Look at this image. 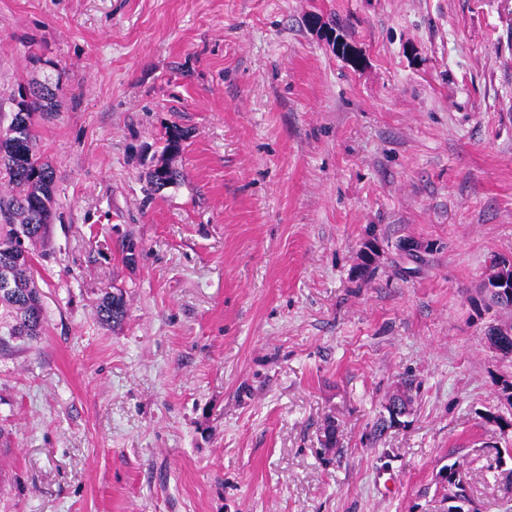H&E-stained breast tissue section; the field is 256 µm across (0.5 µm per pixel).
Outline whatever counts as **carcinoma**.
Listing matches in <instances>:
<instances>
[{"label": "carcinoma", "mask_w": 512, "mask_h": 512, "mask_svg": "<svg viewBox=\"0 0 512 512\" xmlns=\"http://www.w3.org/2000/svg\"><path fill=\"white\" fill-rule=\"evenodd\" d=\"M31 98L27 111L9 113V123L0 133V180L11 186L0 194V270L8 269L13 288L0 291V350L15 342L29 343L40 338L44 327L41 292L36 284L31 246L42 241L51 223L55 204L54 171L38 151V134L33 116L54 110L56 94L46 84L28 86ZM180 173L167 162L154 166L149 182L156 190L177 183ZM97 315L106 325L120 324L127 313L122 294L107 293L99 301ZM486 340L501 343L502 357L512 359V322L490 327ZM507 411L488 413L486 421L498 427H512V393L501 388ZM503 498L512 502V452L502 456Z\"/></svg>", "instance_id": "obj_1"}]
</instances>
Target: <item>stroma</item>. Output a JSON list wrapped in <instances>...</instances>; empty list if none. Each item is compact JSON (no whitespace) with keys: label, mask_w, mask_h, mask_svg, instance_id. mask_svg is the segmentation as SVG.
<instances>
[{"label":"stroma","mask_w":512,"mask_h":512,"mask_svg":"<svg viewBox=\"0 0 512 512\" xmlns=\"http://www.w3.org/2000/svg\"><path fill=\"white\" fill-rule=\"evenodd\" d=\"M45 81V330L0 353V512H442L456 460L502 512L480 285L512 257V0H0V113ZM163 174L160 175L158 172ZM180 173L172 167L169 162H161L154 166L149 174V182L155 190H161L165 187L177 183ZM97 315L100 321L106 325H119L127 313L126 302L121 293L105 294L99 301Z\"/></svg>","instance_id":"obj_1"}]
</instances>
